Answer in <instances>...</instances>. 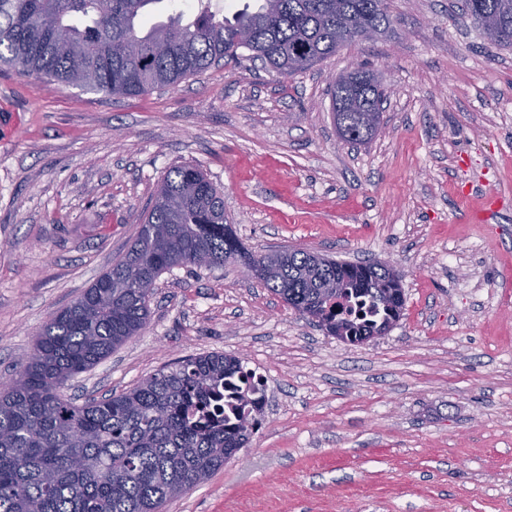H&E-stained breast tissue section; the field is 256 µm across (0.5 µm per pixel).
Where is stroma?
<instances>
[{"instance_id":"stroma-1","label":"stroma","mask_w":512,"mask_h":512,"mask_svg":"<svg viewBox=\"0 0 512 512\" xmlns=\"http://www.w3.org/2000/svg\"><path fill=\"white\" fill-rule=\"evenodd\" d=\"M394 30L291 78L247 57L135 97L0 68V379L130 247L176 166L224 192L255 254L392 264L401 319L338 341L242 266L164 272L148 327L66 399L210 352L267 378L262 427L163 512H512V50L461 0H392ZM368 63L381 130L340 139L331 87Z\"/></svg>"}]
</instances>
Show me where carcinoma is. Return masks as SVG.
I'll return each mask as SVG.
<instances>
[{"mask_svg": "<svg viewBox=\"0 0 512 512\" xmlns=\"http://www.w3.org/2000/svg\"><path fill=\"white\" fill-rule=\"evenodd\" d=\"M163 0H0V65L104 95L173 87L226 59L251 35L250 58L284 77L351 44L343 32L386 36L389 0H259L232 17L202 0L147 24ZM463 11L494 45L512 48V0H465ZM383 102L375 76L356 67L332 87L336 128L363 144ZM251 259L261 282L299 313L342 321L356 339L401 316L391 267L361 263L345 276L336 261L304 249L253 255L226 225L224 193L193 166L159 185L130 248L38 332L29 362L0 390V512H160L204 482L245 445L264 415L263 378L235 356L209 353L165 366L137 386L76 405L60 389L139 335L152 289L174 267Z\"/></svg>", "mask_w": 512, "mask_h": 512, "instance_id": "carcinoma-1", "label": "carcinoma"}]
</instances>
